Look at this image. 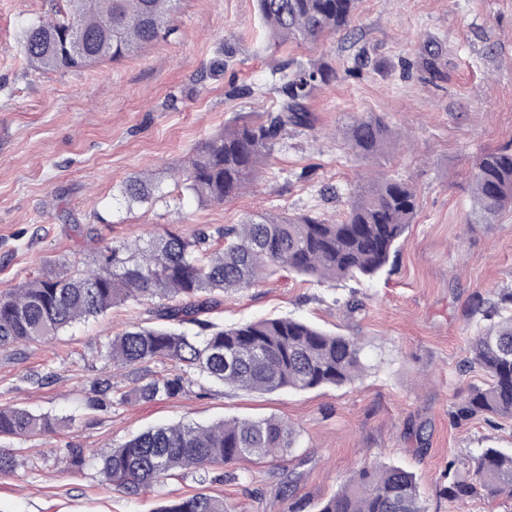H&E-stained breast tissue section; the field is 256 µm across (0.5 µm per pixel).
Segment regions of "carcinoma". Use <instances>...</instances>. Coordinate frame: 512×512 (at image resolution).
Returning <instances> with one entry per match:
<instances>
[{
	"instance_id": "cac0c4a2",
	"label": "carcinoma",
	"mask_w": 512,
	"mask_h": 512,
	"mask_svg": "<svg viewBox=\"0 0 512 512\" xmlns=\"http://www.w3.org/2000/svg\"><path fill=\"white\" fill-rule=\"evenodd\" d=\"M61 17L31 24L21 50L43 70L92 67L118 61L170 33L179 0H65ZM277 43L315 40L351 24L357 0H256ZM80 31L85 48L70 47ZM327 66L299 68L281 87V113L236 122L196 146L183 176L199 200L221 203L239 193L288 127H306V101L329 83ZM379 119H363L345 131L350 148L367 158L388 139ZM473 223L492 224L512 208V151L496 149L476 158L472 170ZM129 202L151 200L148 177L121 189ZM416 210V196L402 180L379 177L358 187L346 218L329 224L309 214H252L217 231L223 247L211 248L204 231L186 238L166 230L145 244L122 242L99 251L79 270L60 267L0 295V346L39 341L71 325L106 314L128 301H163V324H136L107 340L112 368L171 360L180 372L155 375L119 392V402L155 401L179 395L198 371L228 386L271 393L343 386L360 379L366 366L358 338L328 333L294 318H261L224 328L200 315L221 303L227 291L256 287L279 271L319 283L371 278L389 261ZM488 325L471 338L472 363L489 376L455 405L452 420L479 413L512 418V292L490 305L478 296L471 307ZM56 420L22 408L0 409V439L45 434ZM296 430L274 416L222 420L210 425L178 422L151 427L99 455L102 481L130 495L161 483L177 470L206 472L251 456L276 457L294 445ZM481 491L512 498V454L486 448L466 479L443 488L451 499ZM154 512H228L224 499L206 494L172 500ZM316 512H426L415 475L398 465L363 468Z\"/></svg>"
}]
</instances>
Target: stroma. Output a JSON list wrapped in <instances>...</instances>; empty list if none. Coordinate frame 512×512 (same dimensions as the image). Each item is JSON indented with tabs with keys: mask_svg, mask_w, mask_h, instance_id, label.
<instances>
[{
	"mask_svg": "<svg viewBox=\"0 0 512 512\" xmlns=\"http://www.w3.org/2000/svg\"><path fill=\"white\" fill-rule=\"evenodd\" d=\"M64 0H0V293L103 247L164 229L190 237L257 213L343 219L351 194L382 173L411 185L412 223L391 266L361 282L317 283L281 272L224 295L209 321L294 317L360 338L367 371L339 388L257 393L195 373L182 393L95 409L94 382L117 388L106 337L148 322L155 299L114 306L42 343L0 349V408L56 418L54 432L0 440V512H152L197 493L231 512H303L364 466L414 473L427 512H512V499L445 497L481 449L512 453V419L453 422L455 404L488 378L470 366L474 295L512 291V210L492 224L471 214L477 156L512 148V0H359L348 30L311 43L270 41L256 0H180L171 34L119 61L62 71L24 59V28ZM325 65L336 77L307 101L310 127L289 128L257 178L221 204L198 200L180 172L195 146L251 113L277 112L285 74ZM387 125V145L356 155L343 133L358 118ZM147 174L151 202L120 190ZM358 309H351V301ZM274 416L298 431L277 458L203 474L179 470L137 496L103 485L98 451L153 426ZM84 456L72 463L73 451Z\"/></svg>",
	"mask_w": 512,
	"mask_h": 512,
	"instance_id": "35a3bbf8",
	"label": "stroma"
}]
</instances>
